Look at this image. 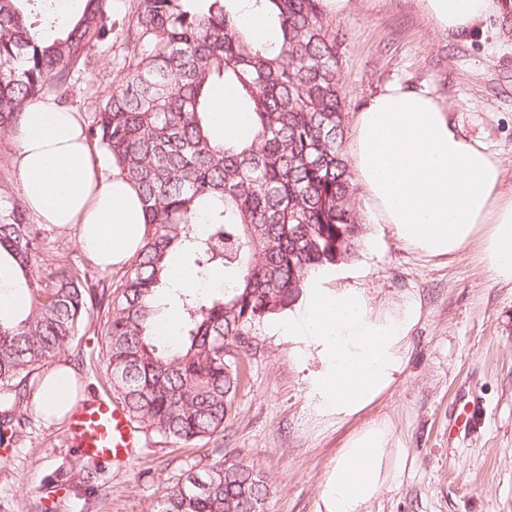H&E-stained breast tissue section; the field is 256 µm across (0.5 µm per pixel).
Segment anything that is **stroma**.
Returning <instances> with one entry per match:
<instances>
[{
	"label": "stroma",
	"mask_w": 512,
	"mask_h": 512,
	"mask_svg": "<svg viewBox=\"0 0 512 512\" xmlns=\"http://www.w3.org/2000/svg\"><path fill=\"white\" fill-rule=\"evenodd\" d=\"M108 8L111 40L73 76L68 106L84 122L112 88L139 0H109ZM327 25L338 40L347 116L390 82L427 86L462 135L499 156L503 186L512 188V10L475 33L448 36L433 32L414 0H352L350 11ZM62 252L105 289L117 286L120 271L98 270L72 233L56 228L41 249L43 273ZM334 273L337 285L358 288L373 312L408 304L418 312L403 371L359 417L339 422L318 411L311 381L323 361L305 337L288 335L280 317L265 323L243 354L244 382L223 434L187 446L145 437L127 461L104 465L74 449L68 416L33 415L24 443L0 445V512H36L59 471L68 480L50 512H154L165 487L190 465L218 456L264 475L267 512H319L337 449L373 421L389 426L399 461L367 512H512V283L495 281L476 249L429 260L379 224L364 225L361 248ZM106 319V309L90 307L85 329L47 363L75 370L77 397L112 393L101 355ZM467 401L479 406L480 421L449 444Z\"/></svg>",
	"instance_id": "obj_1"
}]
</instances>
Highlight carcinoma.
<instances>
[{
    "label": "carcinoma",
    "instance_id": "carcinoma-1",
    "mask_svg": "<svg viewBox=\"0 0 512 512\" xmlns=\"http://www.w3.org/2000/svg\"><path fill=\"white\" fill-rule=\"evenodd\" d=\"M80 2L42 35L30 21L34 0H0L1 133L18 126L29 100L66 101L73 70L110 38L108 0ZM224 2L140 0L112 91L88 122L87 139L137 189L147 218L144 244L112 292L67 255L41 274L47 229L30 223L21 197L0 194V266L30 296L27 312L0 313V442L27 433L31 375L79 335L91 302L112 311L107 372L145 435L189 444L224 432L248 337L289 310L311 276L355 257L362 224L343 150L337 40L321 0H264L282 33L272 53L254 47ZM228 87L249 128L222 141L211 116ZM177 252L199 273L224 272V289L176 293L179 335L163 339L153 330ZM269 495L259 471L221 456L190 466L157 512H265Z\"/></svg>",
    "mask_w": 512,
    "mask_h": 512
}]
</instances>
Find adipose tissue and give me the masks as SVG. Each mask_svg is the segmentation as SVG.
<instances>
[{"label":"adipose tissue","mask_w":512,"mask_h":512,"mask_svg":"<svg viewBox=\"0 0 512 512\" xmlns=\"http://www.w3.org/2000/svg\"><path fill=\"white\" fill-rule=\"evenodd\" d=\"M434 32L468 34L502 11V0H416ZM250 22L255 46L279 44L276 21L257 0H231ZM21 194L44 224L71 230L100 268L123 266L142 246L146 225L133 188L119 175L102 179L75 112L53 98L32 100L16 132ZM362 191L366 223L382 224L407 248L428 259L455 258L478 246L481 262L512 282V189L503 187L501 159L461 136L447 106L428 87L386 85L355 114L348 145ZM414 306L373 313L353 287L329 276L310 280L288 330L310 337L325 362L312 380L317 408L343 420L371 407L404 366V340ZM74 379L51 371L38 403L72 410ZM392 434L382 422L351 433L336 452L321 496L323 512H366L391 477Z\"/></svg>","instance_id":"ef3b65f1"}]
</instances>
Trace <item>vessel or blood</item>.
<instances>
[{
    "label": "vessel or blood",
    "instance_id": "obj_1",
    "mask_svg": "<svg viewBox=\"0 0 512 512\" xmlns=\"http://www.w3.org/2000/svg\"><path fill=\"white\" fill-rule=\"evenodd\" d=\"M69 428L79 453L103 464L126 460L139 445L137 430L122 406L108 398L77 406Z\"/></svg>",
    "mask_w": 512,
    "mask_h": 512
}]
</instances>
